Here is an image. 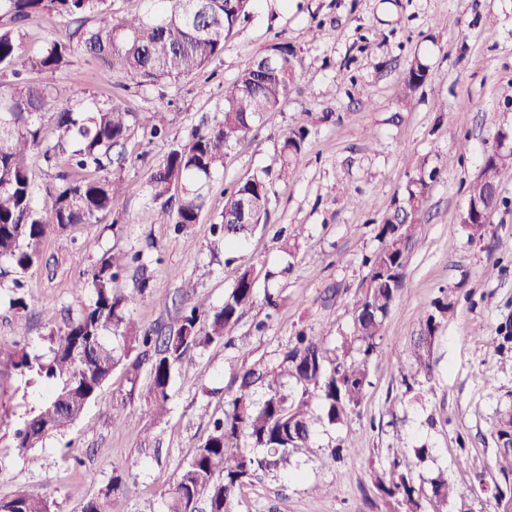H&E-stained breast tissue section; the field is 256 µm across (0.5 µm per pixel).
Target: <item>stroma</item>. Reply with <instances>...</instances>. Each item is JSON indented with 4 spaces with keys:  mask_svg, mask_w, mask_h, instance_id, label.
Here are the masks:
<instances>
[{
    "mask_svg": "<svg viewBox=\"0 0 512 512\" xmlns=\"http://www.w3.org/2000/svg\"><path fill=\"white\" fill-rule=\"evenodd\" d=\"M279 42L295 51L296 86L212 175L200 222L178 234L147 223L148 174L171 141L187 140L202 115L221 114L225 85ZM414 59L431 77L406 108L404 77ZM100 73L96 59L78 53L58 80L75 103L117 100L136 112L162 113L169 137L151 142L132 133L118 209L45 239L41 262L24 277L27 309L0 300V498L22 486L50 497L54 512H81L82 497L98 495L119 470V512H164L165 489L211 419L223 416L242 366L275 357L299 330L331 347L349 332L367 273L362 260L381 246L375 226L401 205L408 182L423 169L437 176L418 215L404 287L385 321L382 361L371 370L360 408L344 423L321 428L313 448L288 465L245 486L236 512H386L363 488L370 471L395 454L410 457L420 481L444 474L463 491L479 475L489 484L501 481L495 430L512 405V354L496 353L471 329L479 324L490 334L512 319V257L470 242L460 217L484 153L512 147V0H253L223 56L193 76L139 87ZM299 129L307 138L297 174L271 180L267 225L224 253L210 226L224 210L226 189L267 167L283 135ZM299 226L296 248L283 250L276 233ZM105 249L149 255L152 297L132 312L146 328L176 326L190 304L205 312L219 307L240 267L254 264L275 277L257 282L234 346L217 343L186 355L171 383L166 423L150 420L148 372L133 383L119 367L71 427L17 455L11 432L41 405L44 387L11 361L22 349L44 353L41 308H55L63 320L89 303V294L75 293L72 284ZM185 280L195 284L187 300L180 294ZM442 288L455 290V312L416 401L405 393L396 360L407 354ZM268 291L279 297L273 314L263 299ZM261 321L265 329L255 331ZM117 418L133 421L136 433L114 426ZM337 442L349 456H331L328 447ZM423 444L428 456L413 459Z\"/></svg>",
    "mask_w": 512,
    "mask_h": 512,
    "instance_id": "1",
    "label": "stroma"
}]
</instances>
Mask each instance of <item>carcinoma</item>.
<instances>
[{
	"instance_id": "carcinoma-1",
	"label": "carcinoma",
	"mask_w": 512,
	"mask_h": 512,
	"mask_svg": "<svg viewBox=\"0 0 512 512\" xmlns=\"http://www.w3.org/2000/svg\"><path fill=\"white\" fill-rule=\"evenodd\" d=\"M107 0H0V12L13 26L0 27V73L14 80L0 85V265L14 274L10 305L27 309L23 275L42 260L43 240L72 224H93L116 210L124 194L121 171L131 131L143 136L166 135L159 112H133L119 102L63 105L57 73L81 50L102 65L103 76L130 78L140 86L178 81L203 69L224 54L226 39L249 14L251 0H205L198 13L188 0H146L141 15L114 20L107 15ZM43 13L66 22L37 54L26 44V26ZM102 15L97 29L83 28L88 14ZM273 72L260 75L247 68L224 86L221 120L202 122L189 141L174 144L149 175L150 223L172 224L180 231L198 223L205 206L203 180L224 167L234 143L264 112L283 106L294 84V51L275 43ZM43 75L40 83L22 79L26 72ZM430 76L418 61L409 65L403 101ZM306 135L294 131L283 140L274 159L261 174L237 184L226 194L224 211L212 224L213 237L228 242L267 223L269 183L276 172L287 180L296 173ZM41 154L48 165H59L56 182L36 183L30 159ZM487 184L501 186L512 180V160L488 152L482 157ZM404 203L377 227L380 249L364 258L369 287L356 302L351 332L333 349L303 332L276 359H259L235 377L236 390L224 415L212 421L207 436L181 467L177 479L164 491L167 512H234L241 489L261 473L288 462L313 445L320 425L342 423L361 404L371 368L380 356L385 320L404 287L405 269L421 210L426 173L420 172ZM253 205L252 220L238 215V199ZM486 202L485 188L470 183L467 209L473 213ZM472 242H483L488 222L464 223ZM143 253L101 252L90 276L74 287L90 293L91 300L75 318L58 322L53 310L42 311L49 331L48 352L25 350L12 361L14 368L48 390L41 407L31 412L14 432L13 447L23 456L42 441L71 426L87 404L107 384L112 371L123 366L136 380L149 365L147 404L153 420L168 414L169 385L187 353L214 343L228 345L246 311L253 305L262 270L245 267L219 308L201 313L195 307L181 315L176 329H143L131 311L146 302L149 288ZM141 274L136 292L126 294L114 284L127 272ZM452 291L439 290L423 316L418 336L405 358L398 361L403 378L433 373L432 350L454 312ZM498 351L512 348V322L488 338ZM496 464L503 483L488 485L482 476L470 493L482 494L493 512H512V412L498 421ZM372 486L389 505V512H448L459 502L466 509L465 493L439 474L429 485L415 479L403 458L395 455L370 473ZM123 474L96 497L85 500L82 512H119L113 508L124 494ZM49 498L17 490L0 499V512H52Z\"/></svg>"
}]
</instances>
